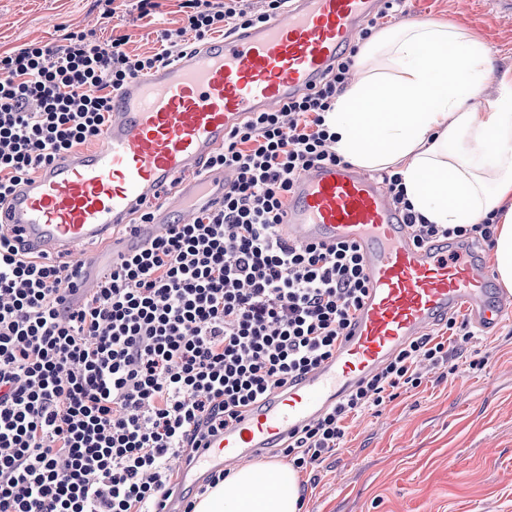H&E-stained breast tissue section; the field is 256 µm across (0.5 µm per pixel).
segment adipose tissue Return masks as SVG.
Masks as SVG:
<instances>
[{"label":"adipose tissue","instance_id":"1","mask_svg":"<svg viewBox=\"0 0 512 512\" xmlns=\"http://www.w3.org/2000/svg\"><path fill=\"white\" fill-rule=\"evenodd\" d=\"M326 112L335 149L365 169L396 168L433 224L497 221L500 283L512 288V82L482 94L493 63L466 30L406 21L375 33ZM300 476L277 462L231 469L195 512H297Z\"/></svg>","mask_w":512,"mask_h":512}]
</instances>
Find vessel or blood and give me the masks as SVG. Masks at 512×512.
Instances as JSON below:
<instances>
[{
  "label": "vessel or blood",
  "instance_id": "1",
  "mask_svg": "<svg viewBox=\"0 0 512 512\" xmlns=\"http://www.w3.org/2000/svg\"><path fill=\"white\" fill-rule=\"evenodd\" d=\"M385 3L291 0L266 23L187 50L149 77L128 79L99 144L73 149L18 186L6 224L33 251L78 262V286L92 290L120 259L223 199L231 175L204 169L205 160L252 113L318 84ZM146 209L151 215L143 223ZM280 234L292 244L356 243L366 296L330 359L252 404L192 457H179L178 494L160 512H181L182 497L214 471L279 447L440 319L463 311L480 329L495 330L512 315V298L493 291L490 269L473 246L416 248L384 185L352 164L303 174ZM103 240L107 248L97 250Z\"/></svg>",
  "mask_w": 512,
  "mask_h": 512
}]
</instances>
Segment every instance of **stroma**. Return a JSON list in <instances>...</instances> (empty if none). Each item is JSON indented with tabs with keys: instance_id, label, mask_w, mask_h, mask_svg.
<instances>
[{
	"instance_id": "1",
	"label": "stroma",
	"mask_w": 512,
	"mask_h": 512,
	"mask_svg": "<svg viewBox=\"0 0 512 512\" xmlns=\"http://www.w3.org/2000/svg\"><path fill=\"white\" fill-rule=\"evenodd\" d=\"M155 2L142 19L133 0H115L106 19L103 0H0V55L91 29L99 42L123 36L128 52L154 53L157 30L184 16V0ZM405 21L473 34L494 63L488 95L512 78V14H492L488 0H405L384 23ZM474 359L484 367L470 368ZM346 424L337 452L303 474L299 512H512V321L474 330L448 366L425 368L420 387Z\"/></svg>"
}]
</instances>
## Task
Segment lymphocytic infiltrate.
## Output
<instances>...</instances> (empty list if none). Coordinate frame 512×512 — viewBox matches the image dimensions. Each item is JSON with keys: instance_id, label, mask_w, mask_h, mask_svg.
<instances>
[{"instance_id": "obj_1", "label": "lymphocytic infiltrate", "mask_w": 512, "mask_h": 512, "mask_svg": "<svg viewBox=\"0 0 512 512\" xmlns=\"http://www.w3.org/2000/svg\"><path fill=\"white\" fill-rule=\"evenodd\" d=\"M283 4L186 0L181 26L161 29L160 50L146 56L90 31L1 56L0 201L57 155L98 140L112 91L172 62L186 35L263 23ZM357 54L340 56L310 92L253 113L207 162L233 172L223 201L170 225L91 292L73 289L75 262L29 252L0 229V512H153L171 492L172 458L333 355L366 294L358 250L289 244L280 224L293 182L343 161L325 114ZM383 182L416 247L491 239L487 222L428 223L400 174ZM446 331L412 340L282 455L300 472L321 464L349 416L418 388L421 364L444 365L449 345L472 337L453 317Z\"/></svg>"}]
</instances>
